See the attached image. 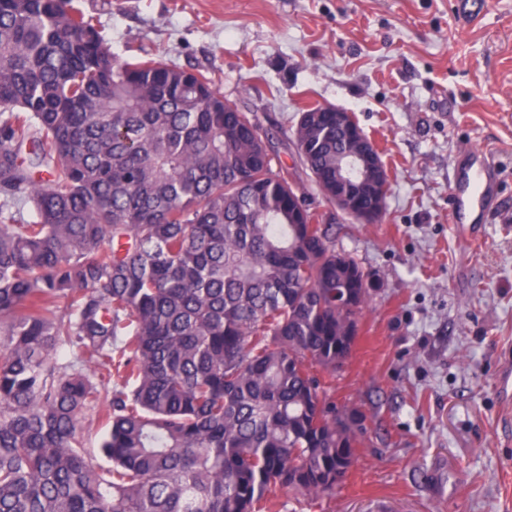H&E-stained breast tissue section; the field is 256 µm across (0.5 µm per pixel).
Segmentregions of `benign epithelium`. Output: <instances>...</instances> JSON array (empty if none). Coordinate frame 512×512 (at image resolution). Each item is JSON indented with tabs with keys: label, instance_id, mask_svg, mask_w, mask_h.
Listing matches in <instances>:
<instances>
[{
	"label": "benign epithelium",
	"instance_id": "obj_1",
	"mask_svg": "<svg viewBox=\"0 0 512 512\" xmlns=\"http://www.w3.org/2000/svg\"><path fill=\"white\" fill-rule=\"evenodd\" d=\"M324 112L337 113L338 121L353 134L352 148L342 174L336 177V193L328 194L331 203L359 224H376L386 204L389 172L374 143L358 127L351 125L350 112L325 106Z\"/></svg>",
	"mask_w": 512,
	"mask_h": 512
}]
</instances>
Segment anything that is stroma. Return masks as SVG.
Segmentation results:
<instances>
[{
    "label": "stroma",
    "mask_w": 512,
    "mask_h": 512,
    "mask_svg": "<svg viewBox=\"0 0 512 512\" xmlns=\"http://www.w3.org/2000/svg\"><path fill=\"white\" fill-rule=\"evenodd\" d=\"M122 60L208 73L253 117L337 251L380 285L337 403L365 415L330 498L281 512H512V0H72ZM351 112L390 173L379 223L319 193L293 138L310 106ZM500 170L478 236L449 222L460 154Z\"/></svg>",
    "instance_id": "stroma-1"
}]
</instances>
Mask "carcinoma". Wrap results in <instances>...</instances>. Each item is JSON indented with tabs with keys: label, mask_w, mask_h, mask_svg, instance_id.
<instances>
[{
	"label": "carcinoma",
	"mask_w": 512,
	"mask_h": 512,
	"mask_svg": "<svg viewBox=\"0 0 512 512\" xmlns=\"http://www.w3.org/2000/svg\"><path fill=\"white\" fill-rule=\"evenodd\" d=\"M295 125L336 184V113ZM206 74L112 54L71 0H0V512H278L358 436L318 373L375 285ZM357 293V308L336 289ZM67 355L57 361V355ZM100 409L101 451L81 414ZM83 424L86 428L84 433V448L96 462L103 463L104 459L100 454L103 427L95 420L91 412H85Z\"/></svg>",
	"instance_id": "carcinoma-1"
}]
</instances>
